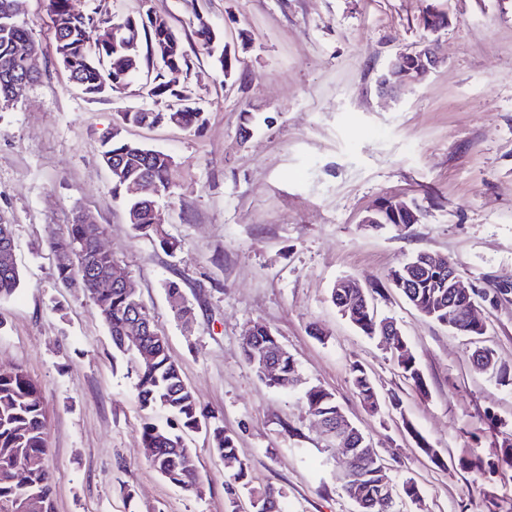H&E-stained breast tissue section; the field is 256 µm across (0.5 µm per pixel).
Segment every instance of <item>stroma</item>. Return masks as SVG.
Listing matches in <instances>:
<instances>
[{"instance_id":"stroma-1","label":"stroma","mask_w":512,"mask_h":512,"mask_svg":"<svg viewBox=\"0 0 512 512\" xmlns=\"http://www.w3.org/2000/svg\"><path fill=\"white\" fill-rule=\"evenodd\" d=\"M113 21L164 16L192 64L176 73L144 62L123 90L82 94L55 49L48 0H24L39 43L36 81L0 106V221L13 226L21 282L0 297V367H22L48 413L55 512H227L229 472L197 433L203 483L184 491L147 462L145 416L126 362L113 358L99 308L62 288L46 242L86 211L165 337L171 358L209 416L236 441L253 486L284 493L283 512H358L342 489L346 457L307 415L304 393H334L376 448L398 495L395 512H486L512 499V469L490 477L461 458H496L512 435V386L474 371L470 336L418 312L390 285L420 252L452 261L487 293L477 317L485 346L512 367V0H78ZM448 23L426 32V10ZM218 35L204 48L195 31ZM430 39L439 63L421 83L382 94L398 53ZM236 57L224 76L220 52ZM204 112L194 132L173 124L118 127L117 116L166 111L155 80ZM120 130L171 155L158 221L177 243L162 249L128 224L112 196L102 145ZM401 196L418 223L365 225L382 198ZM343 277L373 290L424 375L406 380L389 351L345 319L330 294ZM178 282L196 321L184 333L163 288ZM271 327L297 364V382L268 387L242 355L255 323ZM362 366L380 395L364 406ZM352 384L358 398L374 407L379 401L378 393L367 373L359 366L352 368ZM375 398L373 401H371Z\"/></svg>"}]
</instances>
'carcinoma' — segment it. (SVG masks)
Masks as SVG:
<instances>
[{"label":"carcinoma","mask_w":512,"mask_h":512,"mask_svg":"<svg viewBox=\"0 0 512 512\" xmlns=\"http://www.w3.org/2000/svg\"><path fill=\"white\" fill-rule=\"evenodd\" d=\"M21 6L20 0H0V77L7 73L25 74L23 60L14 51L16 43L27 42L32 50L38 49L32 34L17 22ZM49 9L57 54L69 78L76 80L75 86L87 95H101L129 84L130 78L141 67V56L132 61L126 58L120 44L112 40V25L104 21L97 10L78 11L74 0H49ZM170 29L169 21L161 16L147 26H140L147 50H152ZM118 121L122 125L135 126L173 122L198 130L205 119L201 112H121ZM102 160L112 172V196L125 203L127 215L140 213L139 221L133 225L134 230L156 239L164 249L172 248L173 242L168 234L150 219L154 200L128 193L130 183L147 177L156 184L157 195L165 194L174 167L171 156L137 142L114 137L105 143ZM412 210L411 215L403 214L394 211L392 204L387 203L379 210L378 225L415 224L418 222V209L414 206ZM101 234L102 226L84 224L78 214L73 217L67 233L58 235L50 232L48 242L51 251L68 250L73 255L70 266L56 269L57 279L65 288L80 290L98 306L112 337L115 355L127 353L131 357L135 388L142 407L167 415L165 426L149 420L141 424L143 445L153 449L147 461L170 484L181 489H196L201 483V476L197 468L189 467L188 448L184 442L187 436L209 426L208 415L195 393L183 381L177 364L171 360L165 338L144 332L146 347L153 352V361L149 364L140 359L137 351L122 345V337L135 322L133 297L122 288H114L108 293H94L88 288L82 273L83 266L88 264L96 274L106 276L113 270L115 262L112 254L94 249V239ZM5 239L14 242L12 225L0 222V297L12 294L20 282L18 268L4 263L1 241ZM405 297L416 309L440 324L448 323V300L463 303L467 299V295L460 293L453 298L448 297V282L430 269L417 272L415 287L409 289ZM331 299L356 306L359 310L358 328L368 336L379 337L378 325L368 317L355 289L333 290ZM253 330L255 345L243 348L244 359L268 386L285 388L283 379L296 368L294 358L288 351H283L277 377L260 372L258 363L254 361L255 350L276 349L281 342L273 330L262 323L253 326ZM470 360L476 369L490 374L500 384H506L507 368L498 363L491 348L482 347L481 352L471 354ZM397 365L406 379L418 388L424 387V376L409 348L397 352ZM352 384L361 401L372 407L376 405V388L359 366L352 368ZM304 398L308 414L315 420L333 417L340 409L334 394L318 386L308 389ZM212 441L213 451L221 458L237 460L236 470L224 483V492L230 512H239L238 488L248 485V463L239 459L235 441L224 434V429L214 428ZM46 452L47 414L37 383L20 368L0 372V507L24 498L34 502L31 512H54L53 485L48 471L32 472L26 487L14 481L16 467ZM362 453L367 456V461L358 466L353 476H344V493L358 506L359 512H392L393 486L388 482L378 484L373 475L379 465L378 455L372 447L362 449ZM460 466L482 475L494 474L498 469L494 463L484 464L479 456L460 459ZM267 496L270 497L269 512H281L282 492L272 487L250 491L251 512H262Z\"/></svg>","instance_id":"1"}]
</instances>
